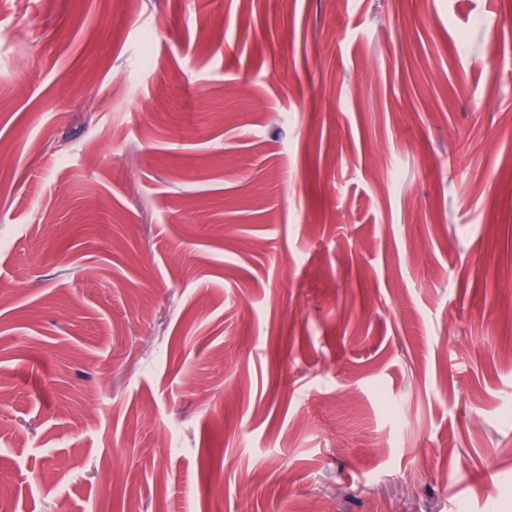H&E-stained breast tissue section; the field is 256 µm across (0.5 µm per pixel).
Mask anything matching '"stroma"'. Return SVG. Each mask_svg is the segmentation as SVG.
Here are the masks:
<instances>
[{"label": "stroma", "mask_w": 512, "mask_h": 512, "mask_svg": "<svg viewBox=\"0 0 512 512\" xmlns=\"http://www.w3.org/2000/svg\"><path fill=\"white\" fill-rule=\"evenodd\" d=\"M512 0H0V502L512 512Z\"/></svg>", "instance_id": "obj_1"}]
</instances>
